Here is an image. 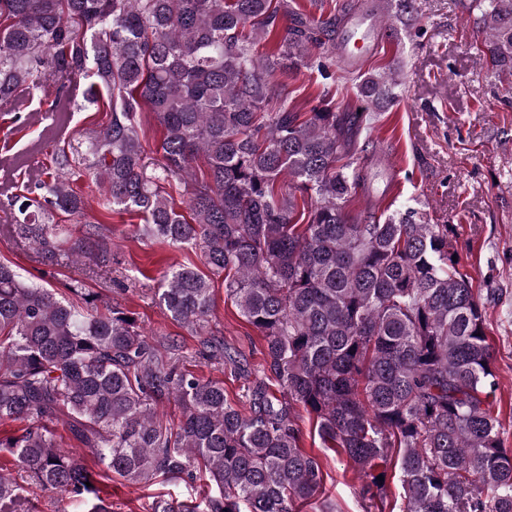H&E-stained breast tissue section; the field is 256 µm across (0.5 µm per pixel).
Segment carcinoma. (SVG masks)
Returning a JSON list of instances; mask_svg holds the SVG:
<instances>
[{
    "label": "carcinoma",
    "instance_id": "cac0c4a2",
    "mask_svg": "<svg viewBox=\"0 0 512 512\" xmlns=\"http://www.w3.org/2000/svg\"><path fill=\"white\" fill-rule=\"evenodd\" d=\"M474 9L480 56L512 77V0ZM286 16L293 25L281 32ZM344 19L288 0H0V101L27 90L68 110L62 80L82 77L79 109L109 111L77 144L56 130L47 178L9 200L8 233L45 265L112 272V231L87 219L72 187L85 177L103 211L141 216L139 236L190 247L209 270L180 265L154 293L199 337L188 351L132 312L100 309L79 278L69 286L77 305L0 262V421L24 423L0 436L14 463L0 473V512H35L31 486L57 512H114L103 488L114 478L194 490L156 496L146 512H335L317 500L324 476L301 446L297 407L361 476L365 512H386L390 464L401 512H512L485 310L453 261L449 225L413 208L347 212L363 181L358 137L372 106L392 99L396 75L356 74L363 105L352 112L328 101L304 117L288 93L274 95L276 74L336 62L326 37ZM265 36L276 50L260 54ZM146 109L164 130L154 158L142 142ZM61 216L82 230L70 233ZM220 276L279 386H247L245 412L224 382L186 367L200 357L235 379L247 373L210 327ZM171 404L180 417L165 422L158 409ZM60 426L101 470L64 451Z\"/></svg>",
    "mask_w": 512,
    "mask_h": 512
}]
</instances>
